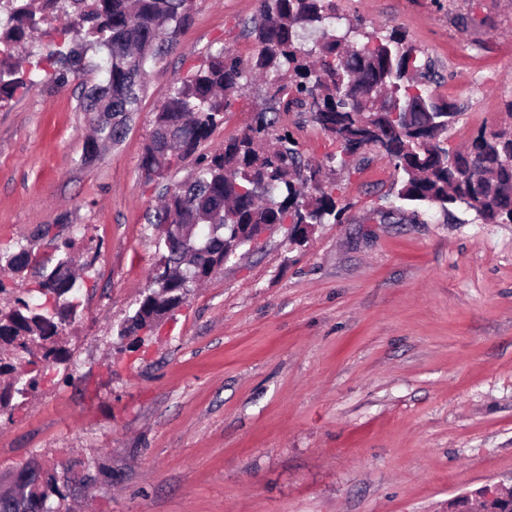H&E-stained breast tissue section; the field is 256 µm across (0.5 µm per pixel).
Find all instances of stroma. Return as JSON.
I'll return each mask as SVG.
<instances>
[{
    "label": "stroma",
    "mask_w": 512,
    "mask_h": 512,
    "mask_svg": "<svg viewBox=\"0 0 512 512\" xmlns=\"http://www.w3.org/2000/svg\"><path fill=\"white\" fill-rule=\"evenodd\" d=\"M258 9L194 0L122 142L92 160L79 101L100 73L0 106V245L42 260L66 244L80 271L68 362L0 415V477L55 472L70 512H448L459 495L512 488V224L399 200L376 149L329 165L337 145L308 115L279 124L336 184L339 222L302 245L274 230L154 331L120 335L156 260L147 217L195 168L142 176L158 108L215 49L251 61ZM336 11L380 36L401 29L431 61L435 95L458 112L449 145L504 119L512 0ZM268 102L254 78L200 153L243 135Z\"/></svg>",
    "instance_id": "35a3bbf8"
}]
</instances>
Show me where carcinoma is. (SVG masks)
Segmentation results:
<instances>
[{"label": "carcinoma", "instance_id": "carcinoma-1", "mask_svg": "<svg viewBox=\"0 0 512 512\" xmlns=\"http://www.w3.org/2000/svg\"><path fill=\"white\" fill-rule=\"evenodd\" d=\"M191 9L192 0H41L35 11L28 0H0V12H7L0 24V105L32 86L41 72L59 84L83 75L88 51L100 53L96 70L105 78L83 101L95 125L84 154L94 158L99 144H116L126 134L147 61L177 40ZM59 15L66 26L46 32L47 44L34 41L39 24ZM336 19V0H260L259 19L248 30L257 45L250 66L220 49L169 90L140 161L148 181L166 178L195 156L224 123L233 96L248 87V76L265 79L272 106L258 110L242 136L196 156L193 176L166 190L154 223L206 225L195 241L207 247L208 259L188 264L178 250L162 249L155 266L179 270L166 285L151 275L121 334L149 329L183 305L225 250L248 245L254 227L291 218L297 227L288 239L299 245L316 225L338 221L336 185L322 184L321 169L304 163L290 133L273 134L281 111L310 114L342 157L381 150L402 174L401 200L447 215L463 207L483 224H512V124L483 128L461 148L449 146L448 126L457 112L431 91V63L418 58L397 28L374 41L360 22L342 35L332 32ZM306 29L321 33L314 51L300 42L299 31ZM272 134L276 145L270 148L265 141ZM4 258L13 272L34 269L40 293L55 295L57 307L17 297L10 309H0V414L15 397L37 388L42 368L66 360L59 340L77 309L69 253L52 266L25 248ZM53 496L65 499L54 474L23 470L0 493V512H54L47 505Z\"/></svg>", "mask_w": 512, "mask_h": 512}]
</instances>
